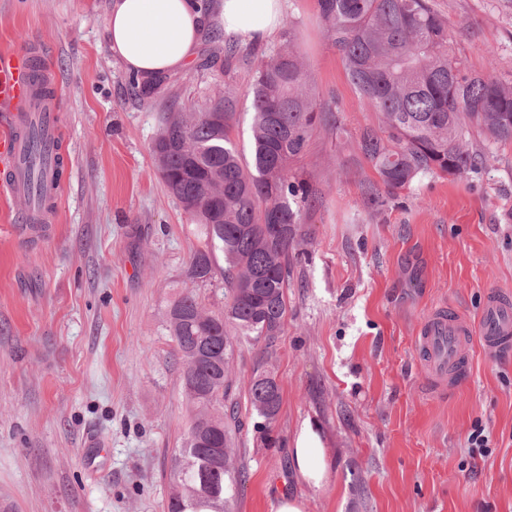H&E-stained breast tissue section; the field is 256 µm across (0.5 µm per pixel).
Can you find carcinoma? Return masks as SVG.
Listing matches in <instances>:
<instances>
[{"label":"carcinoma","mask_w":512,"mask_h":512,"mask_svg":"<svg viewBox=\"0 0 512 512\" xmlns=\"http://www.w3.org/2000/svg\"><path fill=\"white\" fill-rule=\"evenodd\" d=\"M326 40L342 57L359 104L380 114L356 143L378 180L363 191L379 213L427 176H460L486 161L469 142L478 130L491 144L512 143V83L462 71L448 19L431 0H317ZM250 155L235 142L237 99L231 87L202 106L168 114L151 153L167 191L200 229L185 280L224 283V310L208 311L192 289L169 304L165 330L181 361L189 425L171 469L167 512H229V492L246 481L230 458L241 427L230 365L244 342L276 349L288 312L292 269L300 262L302 224L315 199L294 164L328 113L339 106L312 92L311 74L292 45L260 52L252 71ZM220 112L211 121L207 113ZM224 256V266L216 253ZM246 400L268 435L281 387L259 359Z\"/></svg>","instance_id":"1"}]
</instances>
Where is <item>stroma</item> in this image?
Masks as SVG:
<instances>
[{
    "mask_svg": "<svg viewBox=\"0 0 512 512\" xmlns=\"http://www.w3.org/2000/svg\"><path fill=\"white\" fill-rule=\"evenodd\" d=\"M109 0H0V47L38 42L67 133L62 197L49 236L12 234L18 200L0 197V507L6 512H164L188 425L181 366L166 335L173 284L200 237L154 172L150 144L175 103L237 98L235 139L250 147L252 56L232 72L168 75L151 98L105 33ZM465 72L512 81V0H434ZM285 25L341 124L301 163L308 211L283 333L268 366L282 405L272 445L241 407L233 445L247 481L231 512H512V355L468 345V383L438 391L416 355L422 319L444 306L477 320L488 293L512 295V144L477 171L426 177L381 213L362 204L376 173L355 150L379 124L358 107L316 0H288ZM310 421L333 458L329 484H299L288 450ZM488 437L472 454L474 430Z\"/></svg>",
    "mask_w": 512,
    "mask_h": 512,
    "instance_id": "obj_1",
    "label": "stroma"
}]
</instances>
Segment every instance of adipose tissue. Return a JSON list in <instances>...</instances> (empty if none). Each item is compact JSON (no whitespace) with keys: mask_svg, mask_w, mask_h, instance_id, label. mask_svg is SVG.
I'll return each mask as SVG.
<instances>
[{"mask_svg":"<svg viewBox=\"0 0 512 512\" xmlns=\"http://www.w3.org/2000/svg\"><path fill=\"white\" fill-rule=\"evenodd\" d=\"M286 0H110L105 29L126 71L150 82L187 71L214 31L241 45H265L277 36ZM299 483L319 487L331 477V456L310 425L290 450Z\"/></svg>","mask_w":512,"mask_h":512,"instance_id":"ef3b65f1","label":"adipose tissue"}]
</instances>
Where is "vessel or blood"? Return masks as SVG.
Instances as JSON below:
<instances>
[{
    "label": "vessel or blood",
    "instance_id": "vessel-or-blood-1",
    "mask_svg": "<svg viewBox=\"0 0 512 512\" xmlns=\"http://www.w3.org/2000/svg\"><path fill=\"white\" fill-rule=\"evenodd\" d=\"M42 53V47L36 43L0 48V195L12 199L27 194L25 133L32 122L40 128L48 156L43 174L46 193L54 200L60 191L52 161L59 153L57 105L38 98L39 82L52 79L49 70L40 65ZM47 215L42 206L30 207L17 219L16 237L31 238L36 225L45 222ZM474 338L488 351H512L511 298L490 294L475 326L447 310L433 311L422 324L418 355L439 381L454 388L470 377L464 348Z\"/></svg>",
    "mask_w": 512,
    "mask_h": 512
}]
</instances>
